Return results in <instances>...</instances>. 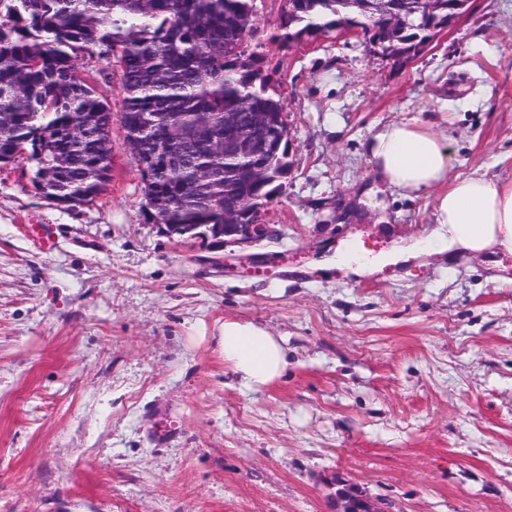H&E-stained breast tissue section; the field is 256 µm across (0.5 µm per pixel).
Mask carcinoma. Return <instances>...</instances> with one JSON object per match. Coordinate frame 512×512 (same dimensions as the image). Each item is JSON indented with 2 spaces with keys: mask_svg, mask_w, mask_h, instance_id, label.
<instances>
[{
  "mask_svg": "<svg viewBox=\"0 0 512 512\" xmlns=\"http://www.w3.org/2000/svg\"><path fill=\"white\" fill-rule=\"evenodd\" d=\"M418 2L388 0L365 15L355 0H296L279 28L286 42L316 41L353 24L366 44L409 53L448 23V0H434L427 17ZM253 22V0H0V165L26 156L36 193L71 207L103 193L112 109L78 75L86 55L118 74L131 132L142 121L188 127L200 117L222 129L226 112L285 124L276 70L247 49ZM163 151L141 150L143 212L154 224H221L224 209L277 189L192 141L180 145L178 167L160 170Z\"/></svg>",
  "mask_w": 512,
  "mask_h": 512,
  "instance_id": "cac0c4a2",
  "label": "carcinoma"
}]
</instances>
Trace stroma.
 Here are the masks:
<instances>
[{"mask_svg": "<svg viewBox=\"0 0 512 512\" xmlns=\"http://www.w3.org/2000/svg\"><path fill=\"white\" fill-rule=\"evenodd\" d=\"M286 6L254 0L248 40L279 68L292 143L272 238L217 251L144 219L95 58L79 75L114 117L104 194L68 208L26 161L0 167V512H333L347 487L379 512H512V253L429 252L434 192L404 196L366 154L420 119L453 174L512 180V0H470L404 68L356 35L284 46ZM338 254L377 270L322 268ZM228 320L282 338V377L239 382Z\"/></svg>", "mask_w": 512, "mask_h": 512, "instance_id": "1", "label": "stroma"}]
</instances>
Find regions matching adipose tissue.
<instances>
[{
  "label": "adipose tissue",
  "instance_id": "adipose-tissue-1",
  "mask_svg": "<svg viewBox=\"0 0 512 512\" xmlns=\"http://www.w3.org/2000/svg\"><path fill=\"white\" fill-rule=\"evenodd\" d=\"M367 153L388 185L408 195L434 191V252H512V180L450 177L453 157L447 137L417 119L383 127ZM222 343L225 364L251 390L262 389L287 369L281 340L255 323L226 321Z\"/></svg>",
  "mask_w": 512,
  "mask_h": 512
}]
</instances>
